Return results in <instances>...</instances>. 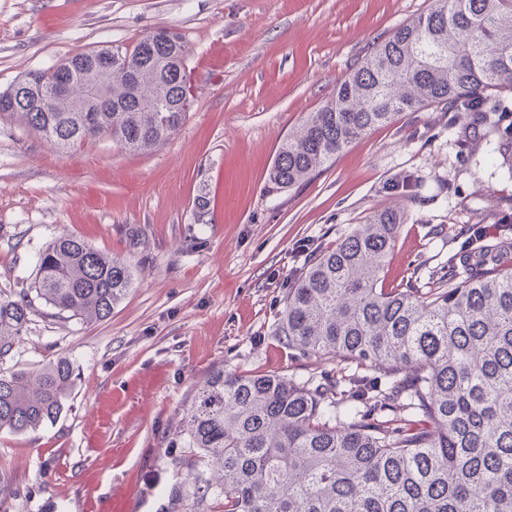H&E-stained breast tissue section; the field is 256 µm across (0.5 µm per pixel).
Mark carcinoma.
Masks as SVG:
<instances>
[{"instance_id": "carcinoma-1", "label": "carcinoma", "mask_w": 512, "mask_h": 512, "mask_svg": "<svg viewBox=\"0 0 512 512\" xmlns=\"http://www.w3.org/2000/svg\"><path fill=\"white\" fill-rule=\"evenodd\" d=\"M118 44L110 86L89 50L68 59L84 112L57 109L58 66L0 93L15 118L63 150L110 141L146 152L186 119L190 78L180 33ZM512 93V0H435L400 24L336 83L283 141L269 188L290 190L330 167L354 140L426 107L487 106ZM407 208L371 212L314 255L288 291L276 329L329 377L213 368L185 414L197 505L224 512H512V271L483 256L425 291L389 288L385 272ZM35 297L0 296V357L34 299L82 323L104 321L129 294L128 262L72 235L39 254ZM70 361L0 369V432L53 423L74 387ZM217 468L212 483L205 471Z\"/></svg>"}]
</instances>
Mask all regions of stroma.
<instances>
[{
    "instance_id": "1",
    "label": "stroma",
    "mask_w": 512,
    "mask_h": 512,
    "mask_svg": "<svg viewBox=\"0 0 512 512\" xmlns=\"http://www.w3.org/2000/svg\"><path fill=\"white\" fill-rule=\"evenodd\" d=\"M434 0H0V91L77 53L158 29L188 49L190 108L151 151L52 148L0 119V292L23 293L39 253L72 234L132 265L105 321L31 320L0 367L63 357L61 416L0 433V512H197L182 420L217 366L299 377L310 359L275 329L314 248L335 244L407 182L386 283L427 289L449 260L492 247L512 267V179L496 127L427 108L353 141L293 189H268L283 141L372 43ZM210 204L198 214L195 199Z\"/></svg>"
}]
</instances>
